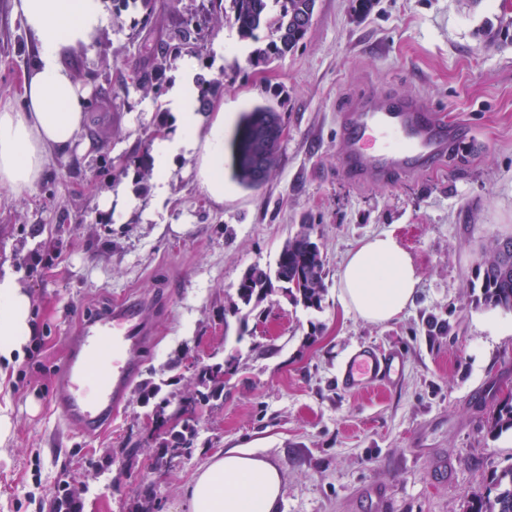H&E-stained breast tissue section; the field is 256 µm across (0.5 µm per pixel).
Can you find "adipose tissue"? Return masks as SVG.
<instances>
[{
	"label": "adipose tissue",
	"instance_id": "obj_1",
	"mask_svg": "<svg viewBox=\"0 0 512 512\" xmlns=\"http://www.w3.org/2000/svg\"><path fill=\"white\" fill-rule=\"evenodd\" d=\"M31 39L20 105H0V187L34 191L51 160L82 153L90 89L74 78L69 58L96 43L107 24L105 0H12ZM201 92L186 73L167 97L175 127L154 137L151 163L157 192L176 156L191 157L202 125ZM420 276L411 255L390 234L374 235L346 257L340 297L361 319L383 324L411 306ZM31 297L10 265L0 266V363L12 361L33 334ZM282 480L253 448H227L199 469L185 491L187 512H280Z\"/></svg>",
	"mask_w": 512,
	"mask_h": 512
}]
</instances>
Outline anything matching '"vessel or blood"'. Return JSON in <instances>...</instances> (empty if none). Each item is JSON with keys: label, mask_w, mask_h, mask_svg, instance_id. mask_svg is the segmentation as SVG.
Wrapping results in <instances>:
<instances>
[{"label": "vessel or blood", "mask_w": 512, "mask_h": 512, "mask_svg": "<svg viewBox=\"0 0 512 512\" xmlns=\"http://www.w3.org/2000/svg\"><path fill=\"white\" fill-rule=\"evenodd\" d=\"M339 122L345 168L371 179L439 167L455 135L447 119L420 99L397 107L383 100L361 103L341 113ZM146 307L145 301L122 298L84 318L70 339L54 388V408L63 424L94 434L111 422L153 334L144 317ZM403 373L398 352L367 344L349 356L339 381L353 392L392 388Z\"/></svg>", "instance_id": "vessel-or-blood-1"}]
</instances>
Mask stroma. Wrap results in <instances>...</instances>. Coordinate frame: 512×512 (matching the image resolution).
<instances>
[{
    "mask_svg": "<svg viewBox=\"0 0 512 512\" xmlns=\"http://www.w3.org/2000/svg\"><path fill=\"white\" fill-rule=\"evenodd\" d=\"M316 0L300 46L267 66L249 65L253 42L214 23L209 0H151L149 9L110 12L95 47L74 66L92 94L83 156L54 160L30 194L0 189V263L11 261L32 299L35 334L0 380V406L13 422L0 443V512H56L69 484L79 512H139L149 467L169 429L139 384L167 380L178 400L195 390L190 359L231 373L216 406L204 408L193 456L154 489L158 512H184L197 470L232 446L260 449L282 476L281 512H460L512 466V431L489 436L485 419L512 390V312L470 302L472 272L489 243L512 236V35L488 42V24L512 20V0ZM195 14L202 55L178 57L224 80V134L244 111L281 113L286 136L261 186L225 178L207 189V150L177 157L167 194L136 190L141 159L158 122L152 96L122 91L120 70L138 59L144 19L169 29ZM31 60L10 0H0V101L19 103ZM421 99L458 127L440 167L373 181L340 162L338 117L362 100ZM119 180L98 176L100 167ZM131 193L122 213L100 209L114 184ZM317 226L328 277L321 309L269 296L261 315L225 312L226 297L254 264H274L303 217ZM391 233L421 280L412 306L371 324L342 302L339 271L366 238ZM129 296L148 302L156 333L138 384L104 433L64 426L53 409L54 379L78 320ZM449 322L431 336L428 317ZM365 343L399 350L397 389L343 391L336 376Z\"/></svg>",
    "mask_w": 512,
    "mask_h": 512,
    "instance_id": "stroma-1",
    "label": "stroma"
}]
</instances>
